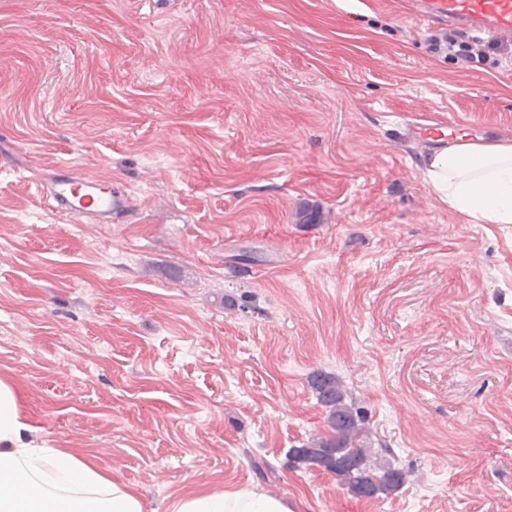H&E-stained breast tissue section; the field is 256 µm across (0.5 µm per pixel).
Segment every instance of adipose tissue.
I'll use <instances>...</instances> for the list:
<instances>
[{
	"label": "adipose tissue",
	"mask_w": 512,
	"mask_h": 512,
	"mask_svg": "<svg viewBox=\"0 0 512 512\" xmlns=\"http://www.w3.org/2000/svg\"><path fill=\"white\" fill-rule=\"evenodd\" d=\"M424 177L435 197L474 224H512V141L453 142L435 150ZM9 376H0V512H145L132 488L83 457L33 438ZM173 512H289L279 497L239 489L192 491Z\"/></svg>",
	"instance_id": "1"
}]
</instances>
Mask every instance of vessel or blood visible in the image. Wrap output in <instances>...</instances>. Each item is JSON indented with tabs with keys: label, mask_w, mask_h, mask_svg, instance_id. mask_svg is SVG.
<instances>
[{
	"label": "vessel or blood",
	"mask_w": 512,
	"mask_h": 512,
	"mask_svg": "<svg viewBox=\"0 0 512 512\" xmlns=\"http://www.w3.org/2000/svg\"><path fill=\"white\" fill-rule=\"evenodd\" d=\"M413 16L424 24H453L504 40H512V0H414ZM50 207L70 217L111 223L124 211L123 197L98 181L57 168L44 188Z\"/></svg>",
	"instance_id": "1"
}]
</instances>
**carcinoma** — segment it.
Here are the masks:
<instances>
[{
	"label": "carcinoma",
	"mask_w": 512,
	"mask_h": 512,
	"mask_svg": "<svg viewBox=\"0 0 512 512\" xmlns=\"http://www.w3.org/2000/svg\"><path fill=\"white\" fill-rule=\"evenodd\" d=\"M310 387L319 403L327 409L332 436L321 437L309 446L293 448L294 459L316 465L336 476L348 491L360 498H371L397 490L404 480L402 471L391 466L376 469L370 464L371 452L365 446L366 427L361 410L346 396L336 377L314 372ZM339 450L333 456V450Z\"/></svg>",
	"instance_id": "1"
}]
</instances>
